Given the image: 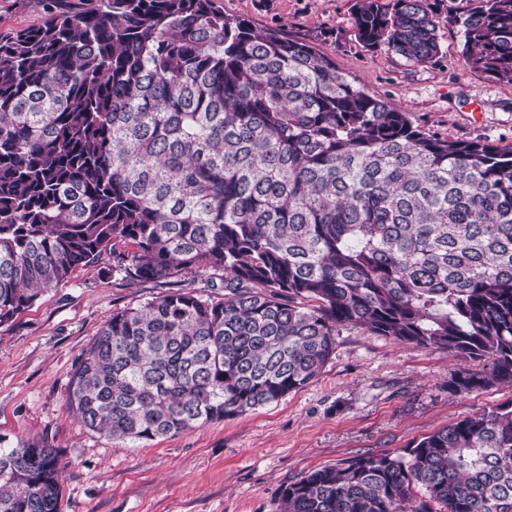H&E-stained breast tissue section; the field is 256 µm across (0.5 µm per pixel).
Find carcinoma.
<instances>
[{
  "instance_id": "cac0c4a2",
  "label": "carcinoma",
  "mask_w": 512,
  "mask_h": 512,
  "mask_svg": "<svg viewBox=\"0 0 512 512\" xmlns=\"http://www.w3.org/2000/svg\"><path fill=\"white\" fill-rule=\"evenodd\" d=\"M0 33V325L112 251L139 283L210 273L112 314L72 413L121 447L313 382L342 327L486 362L512 385V146L440 138L308 41L214 0H49ZM353 29L414 64L436 0H355ZM465 64L512 83V0H448ZM47 444L0 445V512H59ZM281 512H512V401L280 490Z\"/></svg>"
}]
</instances>
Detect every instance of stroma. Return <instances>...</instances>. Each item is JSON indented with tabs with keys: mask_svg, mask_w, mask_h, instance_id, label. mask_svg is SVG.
I'll return each mask as SVG.
<instances>
[{
	"mask_svg": "<svg viewBox=\"0 0 512 512\" xmlns=\"http://www.w3.org/2000/svg\"><path fill=\"white\" fill-rule=\"evenodd\" d=\"M354 0H216L254 28L281 29L326 53L357 86L409 112L440 137L512 145V83L467 67L458 27L441 23L439 54L417 65L367 51ZM44 0H0V31L31 28ZM131 283L104 254L0 326V442L46 443L64 466L60 512H279L283 485L361 454L402 453L412 442L512 400V387L454 396L448 381L473 363L439 349L342 328L321 375L278 402L173 437L115 446L68 410L73 368L120 309L165 294Z\"/></svg>",
	"mask_w": 512,
	"mask_h": 512,
	"instance_id": "1",
	"label": "stroma"
}]
</instances>
